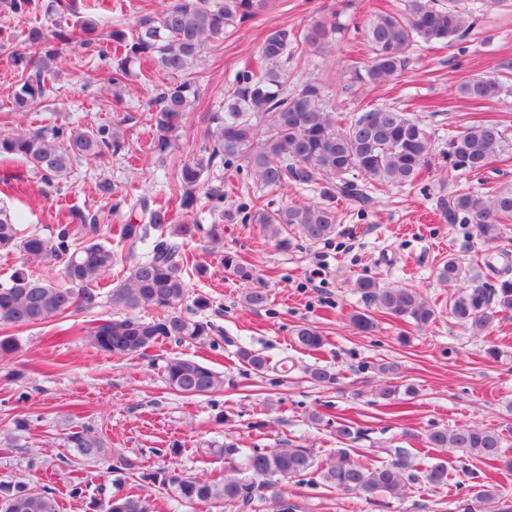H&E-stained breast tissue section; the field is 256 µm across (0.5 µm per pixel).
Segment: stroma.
<instances>
[{
	"mask_svg": "<svg viewBox=\"0 0 512 512\" xmlns=\"http://www.w3.org/2000/svg\"><path fill=\"white\" fill-rule=\"evenodd\" d=\"M396 2L272 0L261 17L228 29L195 65L198 98L186 116L178 149L167 157L152 150L155 129L147 102L170 84V77L135 64L124 83L112 86L103 80L108 65L99 60L97 47L70 45L56 64L54 94L31 106L21 123L29 129L71 123L93 129L121 121L129 138L118 152L83 160L72 177L53 184L22 160H0V209L22 214L25 227L45 234L74 212L99 215L105 225L129 223L130 211L113 210L111 200L98 192L99 181L111 180L121 194L174 196L178 167L209 144L207 114L223 111L229 83L260 51L266 36L274 30L299 36L318 22L338 23L335 47L320 54L296 46L283 67L288 90L313 79L337 111L398 108L427 126L439 151L449 135L482 119L498 121L512 138V0L482 7L462 47L420 50L406 73L371 90L355 82L350 64L369 55L362 26L374 12ZM51 4L36 0L23 17L0 10V134L11 128L18 79L13 53L23 34L34 25L52 32L75 21ZM477 76L497 79L502 94L490 101L458 95V85ZM204 186L221 190L225 209L252 197L273 209L317 198L294 187L261 188L250 171L232 167L213 168ZM454 188L446 163L436 159L426 183L386 188L363 213L337 201L340 221L334 237L312 244L295 236L287 249L259 225H224L225 249L255 271L249 284L226 273L218 256L207 252L204 239L189 241L187 251L204 270L189 273V299L182 310L194 313V298L211 300L205 316L224 337L215 350L167 341L143 355L106 356L79 333L83 322L111 318L113 309L105 302L88 312L16 329L20 350L0 360V429L20 414L35 422L17 447L0 445V477L29 475L61 489L72 472H79L89 481L85 495L61 497L60 512H90L103 467L75 459L65 445L72 426L95 429L114 453L138 459L146 470L172 464L194 476L219 479L224 461L206 449L228 437L247 452L304 445L313 448L318 465H326L340 447L330 421L345 417L361 431L348 445L353 459L387 461L399 448L425 462L442 458L448 462V482L434 487L418 481L407 496L368 498L330 488L311 474L287 484L299 512H457L476 477L512 497V313L499 316L485 337L473 335L451 315L453 298L471 287L481 256L473 226H451L441 216L440 202ZM451 257L466 268L465 279L456 285L437 276L439 265ZM360 279L416 289L435 309L434 321L418 327L378 314L372 331L358 332L349 317L369 309L356 288ZM251 286L266 291L265 308L244 304ZM302 325L326 337L323 352L311 355L295 345L294 331ZM490 342L500 346L499 359L486 357ZM242 346L287 363L288 373H254L237 357ZM175 356L223 372V391L187 397L172 390L164 366ZM386 362L399 367L394 383L410 388L390 406L377 395L386 380L377 366ZM315 364L335 372V383L312 382L306 369ZM314 412L323 415V422H310ZM472 421L504 433L505 461L486 464L458 448L424 447L428 430ZM172 443L181 449L175 458L164 453Z\"/></svg>",
	"mask_w": 512,
	"mask_h": 512,
	"instance_id": "1",
	"label": "stroma"
}]
</instances>
